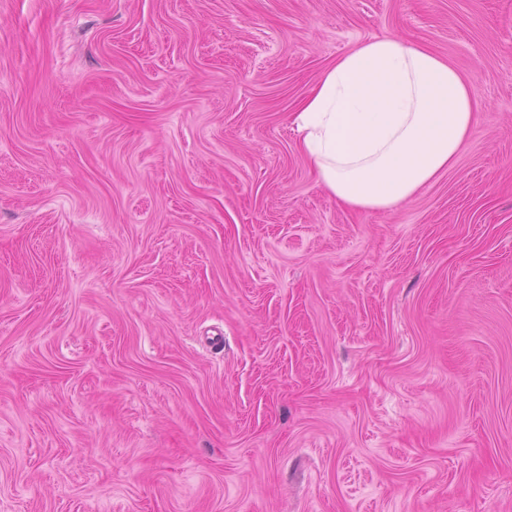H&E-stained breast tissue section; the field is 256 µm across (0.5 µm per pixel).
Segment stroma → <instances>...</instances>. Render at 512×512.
I'll list each match as a JSON object with an SVG mask.
<instances>
[{
  "instance_id": "35a3bbf8",
  "label": "stroma",
  "mask_w": 512,
  "mask_h": 512,
  "mask_svg": "<svg viewBox=\"0 0 512 512\" xmlns=\"http://www.w3.org/2000/svg\"><path fill=\"white\" fill-rule=\"evenodd\" d=\"M391 34L478 112L353 212L295 114ZM0 512H512V0H0Z\"/></svg>"
}]
</instances>
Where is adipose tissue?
<instances>
[{
  "mask_svg": "<svg viewBox=\"0 0 512 512\" xmlns=\"http://www.w3.org/2000/svg\"><path fill=\"white\" fill-rule=\"evenodd\" d=\"M475 112L471 86L446 59L390 35L328 66L295 124L300 150L340 204L388 211L456 165Z\"/></svg>",
  "mask_w": 512,
  "mask_h": 512,
  "instance_id": "1",
  "label": "adipose tissue"
}]
</instances>
